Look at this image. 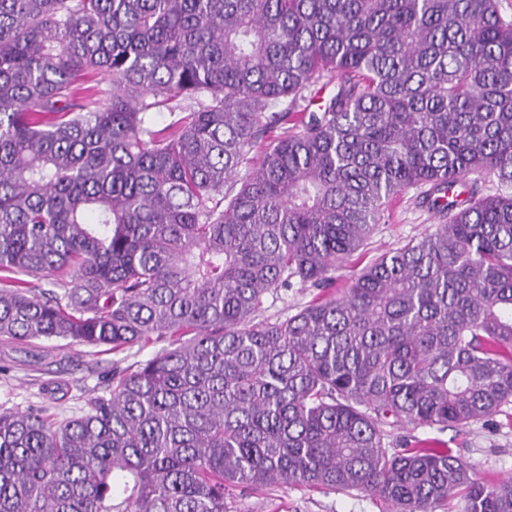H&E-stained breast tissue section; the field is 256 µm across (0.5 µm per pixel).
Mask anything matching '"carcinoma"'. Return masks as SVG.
I'll return each mask as SVG.
<instances>
[{
    "mask_svg": "<svg viewBox=\"0 0 512 512\" xmlns=\"http://www.w3.org/2000/svg\"><path fill=\"white\" fill-rule=\"evenodd\" d=\"M412 187L444 223L258 318L271 290L330 284ZM154 336L78 416L0 412V512H111L118 473L117 512H229L275 484L512 512L511 477L384 430L512 404L498 0H0V337Z\"/></svg>",
    "mask_w": 512,
    "mask_h": 512,
    "instance_id": "carcinoma-1",
    "label": "carcinoma"
}]
</instances>
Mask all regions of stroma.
Masks as SVG:
<instances>
[{"mask_svg": "<svg viewBox=\"0 0 512 512\" xmlns=\"http://www.w3.org/2000/svg\"><path fill=\"white\" fill-rule=\"evenodd\" d=\"M417 189L405 191L402 200L385 213L361 251V262L402 247L434 230L438 219L416 203ZM360 264L339 269L337 283L350 282ZM311 284L294 283L287 290L265 295L263 318L282 321L299 312L316 295ZM153 340L122 353L102 352L85 345H66L62 340H35L17 344L0 337V411L44 410L51 421L60 422L87 410L89 402L105 395L113 367H127L147 360L164 348ZM505 415L466 428L438 430L426 426L387 427L390 447L404 441L438 439L470 467L473 479L483 482L512 476V425ZM230 512H390L378 496L365 492L344 494L316 490L305 485H275L264 491L245 490L229 499Z\"/></svg>", "mask_w": 512, "mask_h": 512, "instance_id": "1", "label": "stroma"}]
</instances>
